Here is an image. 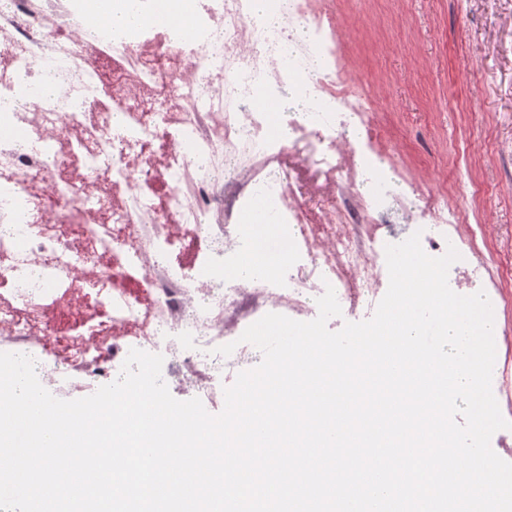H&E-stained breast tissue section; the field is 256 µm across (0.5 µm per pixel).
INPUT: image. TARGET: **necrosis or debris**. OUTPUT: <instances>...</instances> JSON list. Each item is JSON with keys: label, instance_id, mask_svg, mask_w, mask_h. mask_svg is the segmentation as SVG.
Masks as SVG:
<instances>
[{"label": "necrosis or debris", "instance_id": "1", "mask_svg": "<svg viewBox=\"0 0 512 512\" xmlns=\"http://www.w3.org/2000/svg\"><path fill=\"white\" fill-rule=\"evenodd\" d=\"M79 2L10 0L8 11L0 12V30L12 31L10 41L0 44L8 57L0 71V103L13 106L0 112V224L18 228L0 233V286L11 287L0 293V344L32 357L40 383L75 368L87 387L104 385L115 379L130 349L160 353L176 346L180 352L167 363V376L198 398L212 399L217 383L243 360L239 352H215L239 327L272 310L306 311L307 301L329 285L352 309L364 297H377L387 267L376 223L392 204L409 223L422 225L428 255L442 256L451 246L460 253L449 269L456 293L485 292L495 319L512 314L503 293L512 286L504 251L490 249L485 226L462 224L459 209L442 196L431 195L429 207L419 206L428 187L409 179L382 145L371 102L346 70L329 16L312 0H288L287 8L289 21L305 34L306 49L321 61L311 78L299 62L284 68L270 55L285 32L253 16L250 0H218L206 10L192 0L198 10L194 29L170 34L151 58L143 53L149 24L120 42L104 31L90 38ZM92 40L128 62V69L113 71V82L132 73L152 89L148 96L131 91L117 100L125 119L118 132L111 121L93 125L87 117L98 75L90 68L75 73L74 64ZM49 61L58 64L63 80L54 97L32 99ZM213 76L224 82L219 103L204 86ZM288 82L301 88L314 118L291 114L292 139L284 149L267 140L263 113L240 111L238 102ZM175 106L182 112L176 123L169 118ZM18 128L35 134L36 147L13 140ZM352 129L359 133L354 142L347 138ZM159 132L173 152L188 140L204 157L232 152L240 143L254 156L234 182H212L202 165L192 198L173 191L183 223L211 242L193 267L165 263L175 234L146 191L151 169L137 148ZM80 158L89 180L62 183L61 170ZM295 165L333 177L326 192L339 203L325 208L322 223L307 220L303 186L291 173ZM365 169L375 181L363 194L358 187ZM134 183L139 190L131 205L113 208L100 195L107 186ZM261 188L280 194L284 223H233L235 204ZM78 209L84 221L70 225L67 217ZM266 241L276 246L279 269L259 288L233 278L241 258ZM67 297L96 310L72 334L61 332L55 318ZM495 367L493 394L512 420V336L497 342Z\"/></svg>", "mask_w": 512, "mask_h": 512}]
</instances>
